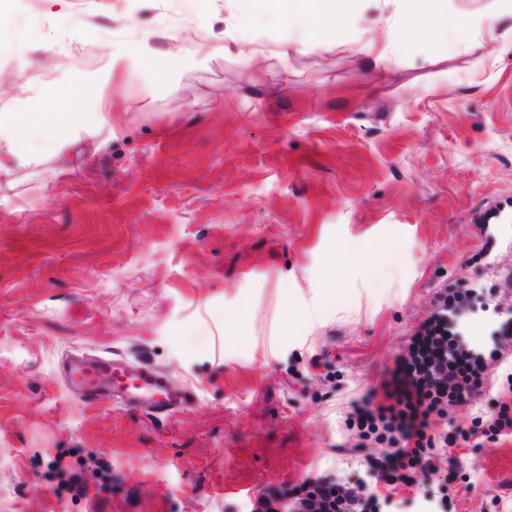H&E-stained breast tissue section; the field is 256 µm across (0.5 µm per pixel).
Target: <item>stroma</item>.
I'll return each mask as SVG.
<instances>
[{"label": "stroma", "mask_w": 512, "mask_h": 512, "mask_svg": "<svg viewBox=\"0 0 512 512\" xmlns=\"http://www.w3.org/2000/svg\"><path fill=\"white\" fill-rule=\"evenodd\" d=\"M448 0L467 29H399L395 0H358L342 46L273 0H22L0 24V121L56 86L104 89L112 130L0 183V512H253L265 489L357 480L368 454L345 426L378 385L434 288L481 286L512 252L472 216L512 202V15ZM232 27L274 56L206 52ZM151 37L153 57L111 66ZM122 359L192 387L147 410L75 399L70 354ZM512 352L453 426L490 416ZM447 486L401 491L383 512H512V435L458 441ZM382 23L386 32L384 40L380 42L370 40L359 48L360 53L372 56L376 60L386 58L389 54L399 52L400 50V45L397 41L398 26L396 23L390 21V19L382 20Z\"/></svg>", "instance_id": "1"}]
</instances>
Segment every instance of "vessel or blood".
<instances>
[{"mask_svg":"<svg viewBox=\"0 0 512 512\" xmlns=\"http://www.w3.org/2000/svg\"><path fill=\"white\" fill-rule=\"evenodd\" d=\"M64 373L80 401L106 404L118 401L137 410L148 409L168 416L184 409L192 399L188 388L172 386L166 375L153 370H129L108 357L68 359Z\"/></svg>","mask_w":512,"mask_h":512,"instance_id":"vessel-or-blood-1","label":"vessel or blood"}]
</instances>
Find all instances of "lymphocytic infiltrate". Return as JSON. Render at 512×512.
Wrapping results in <instances>:
<instances>
[{
    "label": "lymphocytic infiltrate",
    "mask_w": 512,
    "mask_h": 512,
    "mask_svg": "<svg viewBox=\"0 0 512 512\" xmlns=\"http://www.w3.org/2000/svg\"><path fill=\"white\" fill-rule=\"evenodd\" d=\"M469 291L437 289L426 316L406 337L380 392L351 401L346 424L360 446L384 443L388 452L364 461L356 483L312 478L290 496L288 512H382L381 489L397 492L426 481L447 485L461 469L447 449L458 440L493 439L512 431V399L496 414L474 417L469 428L446 429L457 407L472 404L505 352L512 350V319L501 320L487 341L472 340Z\"/></svg>",
    "instance_id": "obj_1"
}]
</instances>
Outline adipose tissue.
I'll return each instance as SVG.
<instances>
[{
  "label": "adipose tissue",
  "mask_w": 512,
  "mask_h": 512,
  "mask_svg": "<svg viewBox=\"0 0 512 512\" xmlns=\"http://www.w3.org/2000/svg\"><path fill=\"white\" fill-rule=\"evenodd\" d=\"M354 0H277L282 17L314 19L321 31H336ZM72 102L61 92L34 98L31 109L0 122V179H9L14 168L28 167L59 155L81 130Z\"/></svg>",
  "instance_id": "ef3b65f1"
}]
</instances>
